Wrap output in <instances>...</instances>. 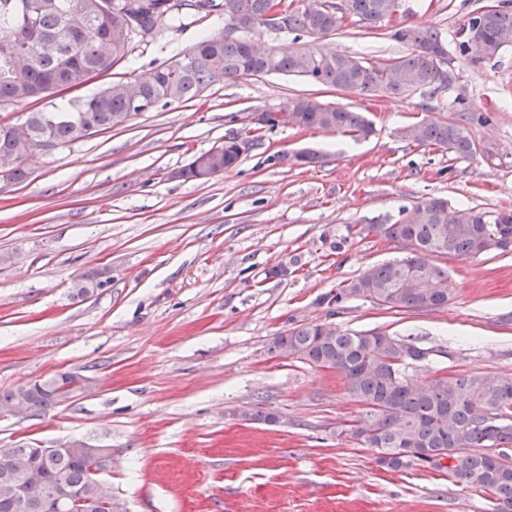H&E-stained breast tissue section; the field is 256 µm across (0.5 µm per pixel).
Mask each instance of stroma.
Segmentation results:
<instances>
[{
    "label": "stroma",
    "mask_w": 512,
    "mask_h": 512,
    "mask_svg": "<svg viewBox=\"0 0 512 512\" xmlns=\"http://www.w3.org/2000/svg\"><path fill=\"white\" fill-rule=\"evenodd\" d=\"M490 0H398L391 23H346L314 39L263 34L372 64L407 55L392 24L438 29L453 83L401 98L358 94L302 76L216 82L201 96L26 158L23 182L0 180V392L59 372L87 389L48 413L0 410V448L80 439L112 451L103 478L123 512H491L493 496L447 469L390 471L351 440L363 408L338 373L271 352L307 324L386 332L427 349L412 373L512 374V252L438 257L446 306L397 311L362 296L330 303L368 267L407 256L363 234L425 197L455 208L512 209V45L488 61L461 53L462 26ZM223 22L182 10L85 85L0 117L58 111L110 83L148 76ZM310 96L365 113L376 132L278 127L250 139L253 116ZM489 123H479V116ZM466 125L469 161L402 135L424 121ZM246 139L234 169L176 175L189 158ZM318 152L301 165L295 153ZM107 271L87 299L74 279ZM275 424L246 420L255 407Z\"/></svg>",
    "instance_id": "35a3bbf8"
}]
</instances>
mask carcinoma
Here are the masks:
<instances>
[{"label":"carcinoma","instance_id":"obj_1","mask_svg":"<svg viewBox=\"0 0 512 512\" xmlns=\"http://www.w3.org/2000/svg\"><path fill=\"white\" fill-rule=\"evenodd\" d=\"M271 0H0V106L47 97L74 89L93 76L112 70L125 58L132 36L157 33L176 19L185 5L198 12L236 16L250 26L240 35L208 36L184 54L179 72L174 61L149 76L113 84L77 101L66 112H30L22 125L0 121V164L12 166V179L27 172L19 163L39 150L40 140L55 144L83 139L138 115L140 103L188 101L217 81L243 76L291 74L337 90L383 92L402 96L427 87H447L443 72L448 51L436 29L401 25L392 37L412 51L387 66L370 67L345 55L300 49L265 57L251 53L250 44L266 31ZM338 4L323 0L311 13L289 12V33L323 38L338 30L343 15ZM397 0H347L349 17L376 27L391 18ZM461 53L475 49L492 59L512 43V0H500L494 12L468 20ZM268 129L281 126L318 128L366 138L372 123L360 112L325 105L311 97L294 98L277 110H266ZM418 145L437 146L454 158H471L477 149L465 125L426 120L403 130ZM239 154L231 142L217 155L194 157L181 169L183 177L201 180L234 168ZM367 233L399 241L410 248L403 260L373 266L332 300L350 295L371 298L397 309H440L448 304V270L437 256L473 259L492 251L512 249V209L484 211L475 207L448 210V201L429 198L415 204L393 224H369ZM321 325L291 328L273 338L272 346L309 365L334 369L349 396L364 406V416L345 429L357 443L389 455L384 467L401 470L414 465L439 469L442 463L423 456L401 457V448L446 453L448 472L467 485L484 488L495 498L494 512H512V463L501 447L512 442V375L487 373L445 375L422 383L410 374L428 352L382 332L320 334ZM52 384L26 391L0 392V407L21 398L33 401L35 412L46 413L59 403ZM90 456L75 449L42 457L37 448H0V512H12L16 489L25 485L36 512H59V496L96 504L95 512H120L112 490L95 483Z\"/></svg>","mask_w":512,"mask_h":512}]
</instances>
